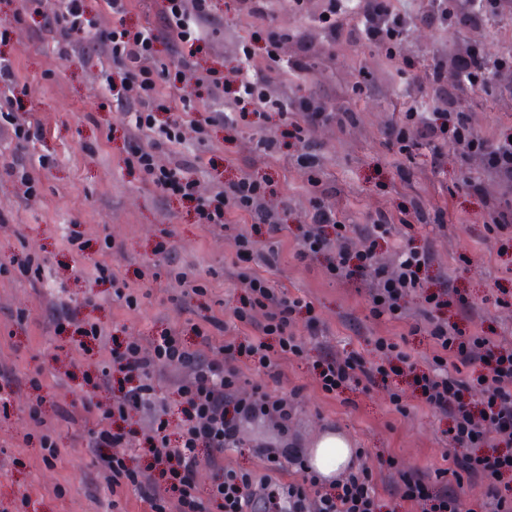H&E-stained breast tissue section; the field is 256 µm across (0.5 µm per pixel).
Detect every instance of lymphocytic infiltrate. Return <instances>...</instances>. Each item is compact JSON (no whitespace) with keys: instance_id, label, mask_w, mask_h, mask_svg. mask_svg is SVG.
<instances>
[{"instance_id":"obj_1","label":"lymphocytic infiltrate","mask_w":512,"mask_h":512,"mask_svg":"<svg viewBox=\"0 0 512 512\" xmlns=\"http://www.w3.org/2000/svg\"><path fill=\"white\" fill-rule=\"evenodd\" d=\"M111 11V27H98L88 0H60L58 11L48 14L42 0H22L16 21H36L38 33L51 40L62 59L83 48L85 37L118 64L109 81L112 101L131 116L127 142L128 162L162 193L194 201L204 226L230 228L235 215L248 217L249 230L233 237L237 261L235 278L243 293L237 305L223 317H209L195 325L194 339L183 330L167 327L151 340L150 348L135 341L111 343L105 365L85 375L92 389L106 393L105 401L90 400L83 409L93 427L88 435H76L99 449V476L112 496L134 490L152 512H382L384 504L372 469L349 462L335 477H325L310 464L299 436L291 428L296 410L293 400L273 394L261 384L244 388V369L262 371L279 380L280 361L302 357L303 339L294 330L304 318L309 336L321 334L323 324L311 301L271 288L260 269L272 266L285 233H294L296 257L301 261L325 260L328 273L337 280L362 279L369 283L370 312L425 336L433 350L432 363L421 368L390 337L379 336L374 348L378 361L362 354L323 353L315 365L323 393L369 391L389 385V399L398 413H406L403 392L393 386L394 377L408 373L412 394L441 420L447 421L440 476H453L455 489L436 488L414 469L398 468L395 458L383 459L392 470L400 502L420 507L421 512H464L458 491L464 484L484 491V512H512V342H503L479 331L463 332L441 314L456 300L452 283L430 290L426 274L434 260L431 246H397L393 264L381 262V244L393 225L405 223L403 212L380 210L366 224L341 223L328 205L325 189L314 188L308 198L304 224L291 227L282 211L266 202L271 186L265 179L242 172L229 181L215 180L208 196H198L190 171L199 168V155H185L183 128L220 125L235 127L247 116L262 119L276 105L266 73L252 53H245L236 80L203 67L196 59L207 41L205 23L210 0H164V32L126 22L127 0H103ZM512 5V0H434L419 20L428 26L458 23L481 25L488 14ZM356 17L365 39L395 43L409 30L406 17L394 13L389 0H357ZM168 41L180 52L175 67L159 59V44ZM458 80L440 79L417 83L418 93L431 96V112L409 113V123L392 126L387 143L396 154L408 155L420 147L430 150L433 168L456 160L466 170L479 157L485 172L512 190V138L475 133L458 109L460 92L481 87L486 63L477 49L454 53L451 58ZM190 82L203 88L220 110L206 117L193 116L189 105H178L162 96L161 87ZM28 90L20 86L12 64L0 54V136L16 140L21 148L43 138V126L35 112L23 106ZM167 149L169 165L156 161L158 149ZM423 292L420 316L407 309V299ZM262 320H255V310ZM81 305L61 304L54 309L56 332L74 328L78 347L103 341L100 323L81 314ZM251 327L252 336L229 333V325ZM224 333L215 342L213 330ZM167 366L184 368L174 382L180 423L168 434L167 399L159 397L153 378ZM264 427L266 437L250 441L252 426ZM249 447L255 468L234 464L228 449ZM208 464L212 480L200 488L196 473Z\"/></svg>"}]
</instances>
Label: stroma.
<instances>
[{"mask_svg":"<svg viewBox=\"0 0 512 512\" xmlns=\"http://www.w3.org/2000/svg\"><path fill=\"white\" fill-rule=\"evenodd\" d=\"M391 5L414 20L398 45L361 36L333 38L324 18L326 0H269L264 21L240 15L232 0H213L206 24L209 41L199 55L202 65L231 74L242 46H249L260 61L269 32L286 33L278 62L267 68L273 97L287 106L302 98L318 100L328 111L345 112L349 118L342 127L327 122L308 130L319 158L311 170L297 164V146L287 136L284 118L275 113L262 124L247 120L232 130L209 127L203 138L186 131L187 147L204 160L194 174L199 192L208 194L215 177L227 180L252 169L271 182L269 201L288 208L292 225L304 219L313 176L331 189L329 203L345 224H361L377 210L395 211L417 202L426 222L396 225L393 238L417 246L432 243L428 282L451 278L467 301L481 309L484 335L512 336V279L501 273L503 266L512 265V248L502 249L497 236L484 227L488 208L502 201V188L475 166L471 174L484 183L485 193L470 195L456 164L434 170L425 148L394 158L385 137L388 126L404 122L406 113L429 106V99L417 93L415 78L431 81L438 69L448 82H455L456 74L446 64L449 53L477 44L491 61L512 55V9L470 29L416 24L432 0H391ZM19 6V0H0V25L10 26L0 52L11 58L28 88L25 104L38 112L44 126L45 137L28 151L27 160L33 164L46 154L51 162L39 169L33 196L18 178L0 176V264L25 254L47 255L51 264L39 281L14 270L0 274V369L17 379L7 412H0V512H149L134 491L114 498L104 490L95 454L75 446L76 424L56 413L63 407L81 415L91 393L80 377L95 370L107 353L97 346L74 348L68 334H55L53 308L60 302L85 303L86 314L107 333L143 342L168 326L191 329L203 317L223 315L225 306L237 299L233 233L204 228L192 203L167 198L127 166L123 132L129 117L113 104L100 67L62 59L52 42H41L34 25L12 23ZM391 54L407 59L408 68L390 67ZM298 56L304 59V70L290 71L289 60ZM460 108L476 133L512 135V72L490 74L485 87L463 95ZM262 136L278 142L275 158L265 162L253 152ZM398 163L404 176L395 173ZM67 224L75 225L85 244L84 259H75L63 244ZM107 237L113 249H105ZM162 245L174 267L188 269L206 287L205 295L182 293L166 276L153 279V252ZM296 251L294 238L283 239L278 262L266 276L272 287L311 300L325 330L311 338L304 323H297V334L306 339L305 356L282 362L279 381L249 369L245 380L294 398V422L306 448H314L324 432L334 431L352 447L364 449L369 466L385 454L405 469L432 474L443 468L442 425L430 410L407 395L403 401L409 411L399 414L380 386L332 398L320 390L313 371L324 347L376 358L377 336L393 337L414 362L424 365L432 356L427 338L372 318L363 284L330 279L324 261L299 262ZM97 262L127 282L138 297L137 306L113 302L111 289L90 273ZM53 357L69 375L44 379V423L39 426L28 417L32 392L25 380ZM44 430L59 450L50 463L37 440Z\"/></svg>","mask_w":512,"mask_h":512,"instance_id":"35a3bbf8","label":"stroma"}]
</instances>
